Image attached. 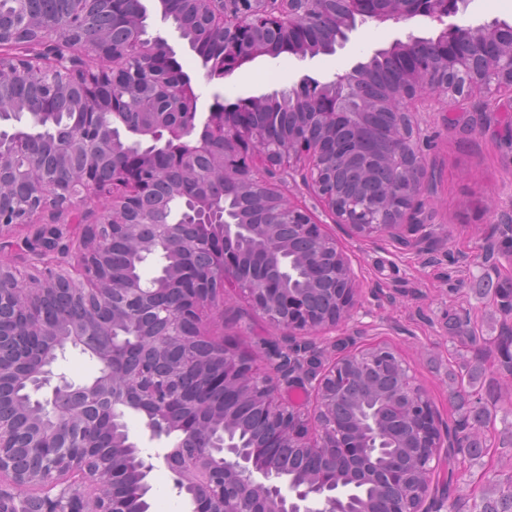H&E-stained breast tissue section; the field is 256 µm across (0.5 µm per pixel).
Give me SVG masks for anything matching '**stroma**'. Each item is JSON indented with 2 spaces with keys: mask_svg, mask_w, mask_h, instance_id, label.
<instances>
[{
  "mask_svg": "<svg viewBox=\"0 0 512 512\" xmlns=\"http://www.w3.org/2000/svg\"><path fill=\"white\" fill-rule=\"evenodd\" d=\"M144 4L149 35L168 40L182 70L196 84L200 106H207L212 89L203 77L200 58L171 22L162 19L157 0ZM440 29L439 23L428 19L379 27L367 23L345 47L329 55L305 60L287 53L261 57L238 70L237 82L224 87V99L232 103L286 90L305 74L330 80L357 62L368 61L375 50L389 47L394 39L411 34L429 38ZM486 99L481 93L463 106L436 103L428 111L422 144L428 175L421 211L426 229L413 235L410 245L388 237L360 239L333 224L302 183L291 182L283 189L290 202L306 205L334 233L360 279L357 305L351 319L336 330V338H351L358 349L376 343L395 349L440 422L452 426L459 417L448 400L449 373L460 372L476 356L474 345L449 336L450 319L470 315L485 339L489 352L475 393L485 401L498 397L496 417L483 430L486 451L481 458L461 464L453 477L440 471L439 512H470L468 494L512 477V448L500 443L504 428L512 425V379L501 373L492 351L502 316L496 298L482 291L487 283L512 282L511 264L485 256L491 239L497 240L500 250H512V240L500 238L497 232L501 215H512V102L500 97L495 111L489 112ZM211 322L221 328L226 345L249 355L258 373L273 375L267 345L282 335L252 308L242 291L227 288L224 312L212 315ZM149 482L150 512H187L186 500L178 495L163 461H156Z\"/></svg>",
  "mask_w": 512,
  "mask_h": 512,
  "instance_id": "obj_1",
  "label": "stroma"
}]
</instances>
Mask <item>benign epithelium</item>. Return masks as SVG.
Masks as SVG:
<instances>
[{
  "label": "benign epithelium",
  "instance_id": "benign-epithelium-1",
  "mask_svg": "<svg viewBox=\"0 0 512 512\" xmlns=\"http://www.w3.org/2000/svg\"><path fill=\"white\" fill-rule=\"evenodd\" d=\"M55 2L24 0L40 4L25 22L0 20V45L34 31L44 47L8 62L1 54L0 82L40 87L47 109L71 95L93 120L75 136L54 131L44 138V154L27 168L30 196L20 205L4 206L3 192L19 176L14 155L25 142L16 137L13 153H0V233L9 220L35 225L93 197L106 198V206L83 214L77 265L47 262L34 273L0 266V483L40 490L42 512H129V502L146 503L154 464L124 427L134 412L144 416L150 438L170 440L163 460L191 512H343L350 497L330 467L357 459L362 474L372 476L393 444L382 421L390 400L378 402L380 412L348 421L338 417V404L360 382V372L385 357L400 380L397 397L408 404L404 438L417 448L415 468L436 473L448 457V434L435 435L432 404L392 349L376 344L325 364L313 359L336 350V343L320 347L307 337L350 319L358 279L336 239L308 208L287 200L280 186L298 175L352 233L410 243L408 234L424 228L418 220L426 179L419 149L423 114L434 100L456 106L476 91L512 96V24L445 23L466 0H159L161 14L195 15L202 37L224 46L223 67L206 71L210 81L260 57L332 54L369 21L424 17L443 25L435 37L409 35L376 51L396 61L400 72L397 85L378 96L360 89L361 62L336 76L352 87L346 98L303 75L291 89L295 117L282 128L256 124L269 105L267 95L226 104L216 94L197 123L191 77L177 71L166 39L143 34L128 0H84L78 14L51 8ZM100 12L112 15L125 41L101 31L94 45L86 43L82 30ZM131 52L144 64L137 76L130 70ZM91 54L106 65L92 68ZM126 79L152 96L164 87L168 110L128 127L112 99V85ZM108 150L119 161L106 178L97 158ZM161 153L193 184L190 194L169 186V197L191 201L176 222L152 204ZM61 163L73 168L66 179L58 177ZM212 181L250 198L263 221L224 219L223 207L207 191ZM118 227L136 256L174 250L162 277L181 292L177 308L160 304L144 280L116 282L106 271L104 253ZM229 285L246 291L253 309L288 339L282 348L288 372L275 380L259 375L246 354L209 330L207 317L224 303ZM59 294L77 299L83 311L66 334L47 322L18 324L32 305ZM68 347L96 358L100 376L76 385L60 375L51 384L52 364ZM130 350L138 361L112 373V359ZM215 360L224 389L221 408L200 402L179 381L191 365L210 377ZM280 381L302 389L312 399L310 408L302 412L280 401ZM21 387H48L50 396L21 404L15 395ZM241 412L265 420L261 439L246 448L230 438ZM273 448H301L328 467L290 476ZM432 492L430 485L412 501L393 503L389 512H433Z\"/></svg>",
  "mask_w": 512,
  "mask_h": 512
}]
</instances>
